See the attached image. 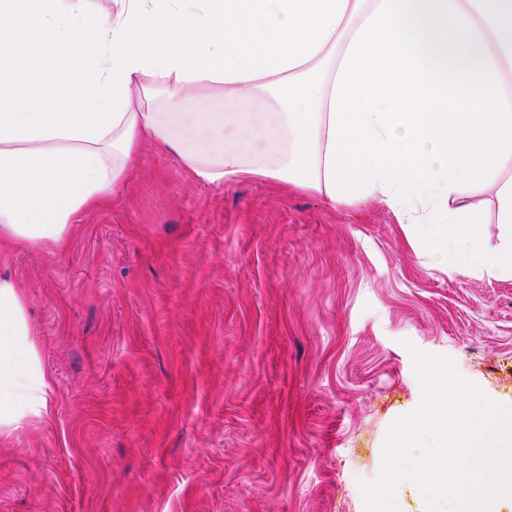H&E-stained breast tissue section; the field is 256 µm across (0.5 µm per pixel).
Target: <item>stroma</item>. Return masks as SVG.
<instances>
[{
	"instance_id": "obj_1",
	"label": "stroma",
	"mask_w": 512,
	"mask_h": 512,
	"mask_svg": "<svg viewBox=\"0 0 512 512\" xmlns=\"http://www.w3.org/2000/svg\"><path fill=\"white\" fill-rule=\"evenodd\" d=\"M53 382L0 441V512H363L411 349L512 409V276L433 266L371 201L206 186L145 145L50 249L0 250Z\"/></svg>"
}]
</instances>
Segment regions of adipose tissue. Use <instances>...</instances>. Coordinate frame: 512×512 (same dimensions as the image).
<instances>
[{"instance_id":"1","label":"adipose tissue","mask_w":512,"mask_h":512,"mask_svg":"<svg viewBox=\"0 0 512 512\" xmlns=\"http://www.w3.org/2000/svg\"><path fill=\"white\" fill-rule=\"evenodd\" d=\"M208 185L279 180L512 275V0H0V246L60 243L144 142ZM496 206L501 243L483 224ZM0 278V436L49 414Z\"/></svg>"}]
</instances>
